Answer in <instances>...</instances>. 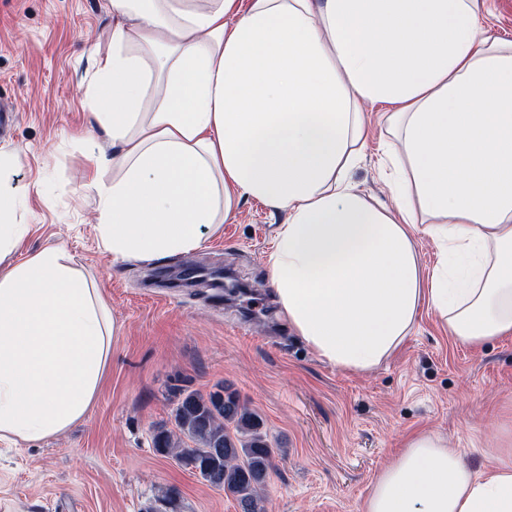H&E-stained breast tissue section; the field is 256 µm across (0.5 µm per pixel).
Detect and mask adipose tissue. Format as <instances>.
<instances>
[{
  "mask_svg": "<svg viewBox=\"0 0 512 512\" xmlns=\"http://www.w3.org/2000/svg\"><path fill=\"white\" fill-rule=\"evenodd\" d=\"M110 3L88 110L112 147L95 162L114 171L96 224L113 262L193 251L252 197L288 216L269 277L323 362L377 368L425 304L461 345L512 335V40L487 34L483 0ZM375 103L390 107V207L350 177ZM17 207L0 192V442L12 443L86 416L114 340L63 246L13 261ZM420 224L440 247L428 279ZM364 512H512V453L479 474L441 436L412 435Z\"/></svg>",
  "mask_w": 512,
  "mask_h": 512,
  "instance_id": "1",
  "label": "adipose tissue"
}]
</instances>
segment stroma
Instances as JSON below:
<instances>
[{
  "label": "stroma",
  "mask_w": 512,
  "mask_h": 512,
  "mask_svg": "<svg viewBox=\"0 0 512 512\" xmlns=\"http://www.w3.org/2000/svg\"><path fill=\"white\" fill-rule=\"evenodd\" d=\"M111 29L110 0H0V102L16 114L0 134V148L15 153L0 190L20 200L29 226L12 259L64 245L116 329L84 419L34 443H0V512H240L152 443L180 392L218 384L264 420L274 450L266 512H363L378 473L418 431L440 434L474 471L492 467L512 440V336L461 346L425 306L373 371L328 365L272 307L268 258L285 212L245 198L195 252L113 263L95 229L97 187L113 172L92 159L109 142L85 104L90 50L109 52ZM385 110L366 106L351 176L369 201L387 205ZM215 268L235 273L236 298L181 279Z\"/></svg>",
  "instance_id": "stroma-1"
}]
</instances>
